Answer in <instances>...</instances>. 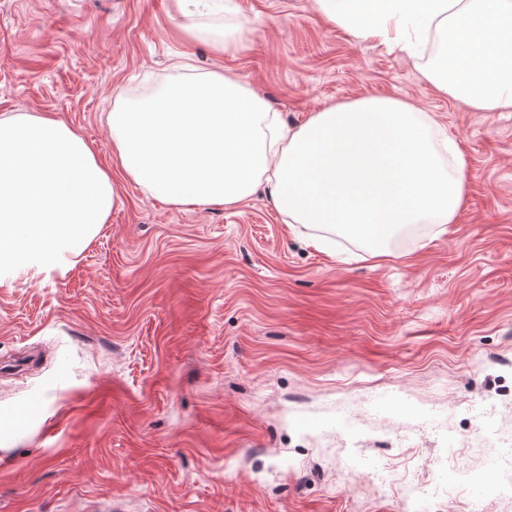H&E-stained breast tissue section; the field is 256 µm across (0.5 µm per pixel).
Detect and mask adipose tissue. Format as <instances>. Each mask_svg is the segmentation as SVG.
I'll list each match as a JSON object with an SVG mask.
<instances>
[{
  "label": "adipose tissue",
  "instance_id": "1",
  "mask_svg": "<svg viewBox=\"0 0 512 512\" xmlns=\"http://www.w3.org/2000/svg\"><path fill=\"white\" fill-rule=\"evenodd\" d=\"M355 37L403 53L438 92L474 112H512V0H313ZM112 148L150 196L235 207L260 186L289 223L344 235L374 256L415 224H450L466 164L414 103L367 95L296 128L221 72L169 83L113 113ZM111 173L52 116L0 114V274L61 268L115 203Z\"/></svg>",
  "mask_w": 512,
  "mask_h": 512
}]
</instances>
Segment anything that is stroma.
Segmentation results:
<instances>
[{
    "instance_id": "obj_1",
    "label": "stroma",
    "mask_w": 512,
    "mask_h": 512,
    "mask_svg": "<svg viewBox=\"0 0 512 512\" xmlns=\"http://www.w3.org/2000/svg\"><path fill=\"white\" fill-rule=\"evenodd\" d=\"M0 0V113L49 114L112 174L107 224L64 271L0 276V512H512V112H473L312 0ZM223 72L288 126L405 98L459 144L453 224L371 256L292 227L268 192L159 202L120 168L122 101Z\"/></svg>"
}]
</instances>
